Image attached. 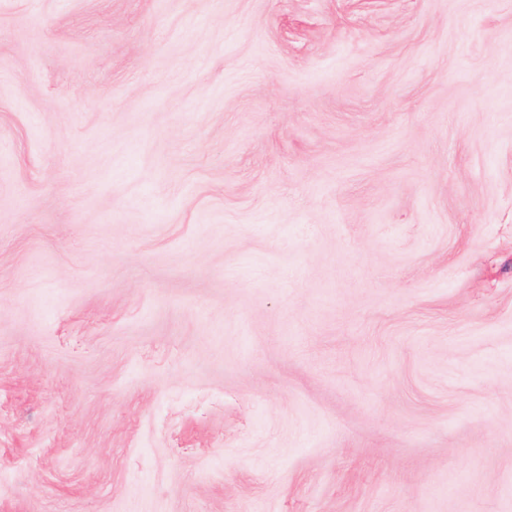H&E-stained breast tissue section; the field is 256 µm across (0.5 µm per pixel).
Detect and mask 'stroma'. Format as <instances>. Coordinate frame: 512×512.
Listing matches in <instances>:
<instances>
[{"mask_svg": "<svg viewBox=\"0 0 512 512\" xmlns=\"http://www.w3.org/2000/svg\"><path fill=\"white\" fill-rule=\"evenodd\" d=\"M0 512H512V0H0Z\"/></svg>", "mask_w": 512, "mask_h": 512, "instance_id": "35a3bbf8", "label": "stroma"}]
</instances>
